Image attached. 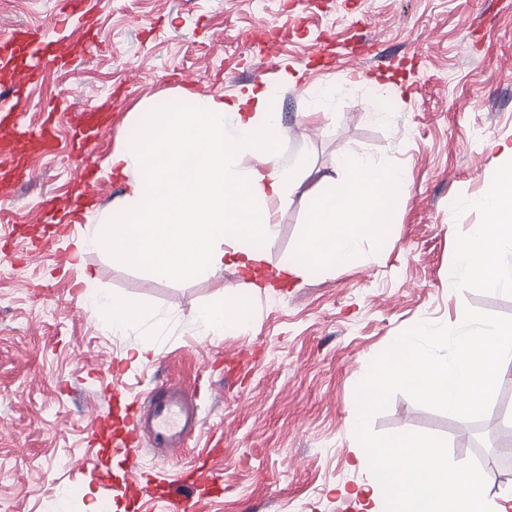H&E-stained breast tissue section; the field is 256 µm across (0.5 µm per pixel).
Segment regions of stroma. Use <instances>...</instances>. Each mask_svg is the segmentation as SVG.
<instances>
[{
  "mask_svg": "<svg viewBox=\"0 0 512 512\" xmlns=\"http://www.w3.org/2000/svg\"><path fill=\"white\" fill-rule=\"evenodd\" d=\"M66 0H0V31L22 26L57 39ZM89 48L16 89L0 71V107L15 96L30 107L20 124L38 130L54 119V152L32 153L11 196L0 197V512H132L123 496V449L108 453L98 478L89 433L105 390L147 398L161 381L200 386L202 427L186 453L222 441L210 468L222 490L203 512H352L340 487L362 478L359 442L349 425L351 396L370 361L421 322L457 325L471 307L512 317V289L489 291L461 276L456 252L481 213L472 201L496 166L488 144L512 145V0H88ZM273 31L279 65L247 37ZM274 88L281 100L279 151L312 165L304 187L338 158L359 154L403 168L409 187L381 240L361 242L346 266L316 269L303 281L272 287L235 266L208 279H171L112 258L93 246L125 177L101 169L97 196L74 233L35 249L40 203L55 197L63 219L75 202L72 123L105 106L100 161L136 132L133 114L164 107L186 89L232 94L243 84ZM331 83L336 103L309 112L308 88ZM307 208L292 199L274 210L263 240L265 270L292 255ZM86 240L81 261L70 258ZM92 281L82 282V272ZM137 299L146 311L134 328L113 333L92 301ZM238 297L246 324L210 331L201 309ZM151 345L146 361L133 348ZM512 402V365L478 420L480 449L461 437L462 419L395 395L376 413L381 434L422 431L448 442V462L478 465L490 492L512 490V461L491 436L494 412Z\"/></svg>",
  "mask_w": 512,
  "mask_h": 512,
  "instance_id": "obj_1",
  "label": "stroma"
}]
</instances>
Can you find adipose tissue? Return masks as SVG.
Segmentation results:
<instances>
[{
    "instance_id": "ef3b65f1",
    "label": "adipose tissue",
    "mask_w": 512,
    "mask_h": 512,
    "mask_svg": "<svg viewBox=\"0 0 512 512\" xmlns=\"http://www.w3.org/2000/svg\"><path fill=\"white\" fill-rule=\"evenodd\" d=\"M137 133L116 147L110 171L128 189L98 225L94 243L113 257L175 279L221 274L225 261L246 269L262 263L257 241L271 235L270 205L292 196L309 203L301 245L289 273L306 278L325 265L344 266L367 238H381L408 188L403 169L342 156L325 189L303 188L307 162L281 161V112L271 88L249 83L232 96L186 93L164 108L141 109ZM256 167L243 168L245 158ZM475 201L482 223L460 242L458 270L491 291L512 288V146ZM445 446L410 434L356 456L364 481L349 490L363 512H512V492L489 494L481 470L449 465Z\"/></svg>"
}]
</instances>
